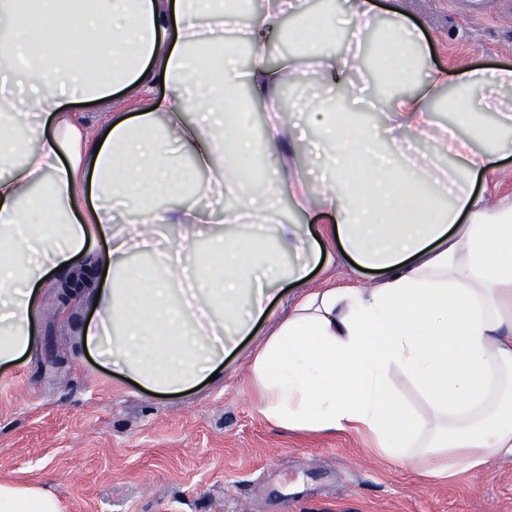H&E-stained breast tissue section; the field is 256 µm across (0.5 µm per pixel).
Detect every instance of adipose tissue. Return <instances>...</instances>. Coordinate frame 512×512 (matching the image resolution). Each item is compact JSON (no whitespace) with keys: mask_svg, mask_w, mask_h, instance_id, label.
I'll use <instances>...</instances> for the list:
<instances>
[{"mask_svg":"<svg viewBox=\"0 0 512 512\" xmlns=\"http://www.w3.org/2000/svg\"><path fill=\"white\" fill-rule=\"evenodd\" d=\"M373 9L372 0L342 15L268 0L255 16L244 0H0V367L35 351L43 289L78 280L98 301L80 346L105 366L162 394L222 371L277 286H305L321 260L311 226L265 230L241 166L257 155L267 199L286 190L298 211L328 214L361 276L307 289L255 347L250 380L265 419L309 434L365 433L375 454L424 478L512 459V202L489 204L476 189L512 126V105L486 92L512 88V68L419 82L420 35L397 11L376 80L362 84ZM343 30L351 40L340 54ZM282 33L298 53L241 67L238 45L262 50ZM90 48L91 70L78 64ZM205 55L215 60L207 69L197 64ZM159 82L144 112L114 111ZM415 83L420 91L406 93ZM287 85L321 91L306 106L321 152L303 161L278 109ZM242 86L248 105L229 109ZM444 87L447 126L430 106ZM338 90L386 98L383 129L334 111ZM78 102L101 107L98 130L74 112ZM258 102L261 152L249 134ZM484 111L498 121L484 123ZM406 140L446 149L447 172L430 155L401 162ZM318 167L324 179L304 186V169ZM227 186L239 205L211 224V193ZM143 251L155 261L135 262ZM399 375L426 417L404 406ZM0 512L60 508L48 493L1 482Z\"/></svg>","mask_w":512,"mask_h":512,"instance_id":"adipose-tissue-1","label":"adipose tissue"}]
</instances>
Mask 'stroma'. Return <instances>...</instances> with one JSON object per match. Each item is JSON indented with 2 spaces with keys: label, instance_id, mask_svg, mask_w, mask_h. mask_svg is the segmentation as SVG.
Wrapping results in <instances>:
<instances>
[{
  "label": "stroma",
  "instance_id": "35a3bbf8",
  "mask_svg": "<svg viewBox=\"0 0 512 512\" xmlns=\"http://www.w3.org/2000/svg\"><path fill=\"white\" fill-rule=\"evenodd\" d=\"M376 25L402 8L424 36L429 70L512 68V0H373ZM322 263L310 287L354 273L315 219ZM45 289L37 355L0 369V481L54 496L61 512H512V460L456 481L418 477L372 450L369 436H306L258 411L248 373L252 340L223 376L158 396L80 348L92 313L77 300L57 317Z\"/></svg>",
  "mask_w": 512,
  "mask_h": 512
}]
</instances>
